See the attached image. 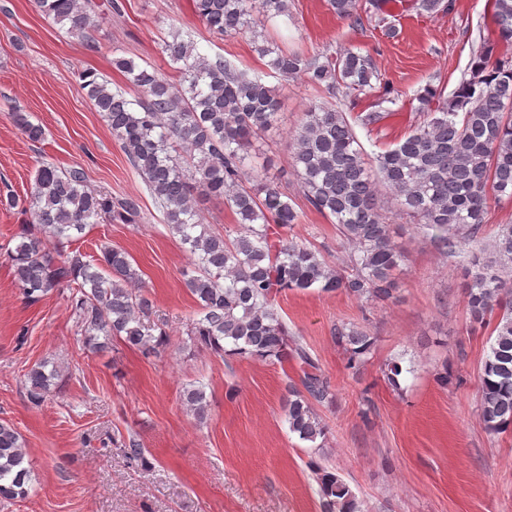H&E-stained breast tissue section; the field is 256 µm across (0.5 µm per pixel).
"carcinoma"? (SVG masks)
<instances>
[{
  "instance_id": "carcinoma-1",
  "label": "carcinoma",
  "mask_w": 512,
  "mask_h": 512,
  "mask_svg": "<svg viewBox=\"0 0 512 512\" xmlns=\"http://www.w3.org/2000/svg\"><path fill=\"white\" fill-rule=\"evenodd\" d=\"M196 15L213 32L232 36L257 33L258 20L288 14V0H193ZM36 6L67 33L97 48L94 33L98 0H35ZM359 12L358 0H328L341 20L362 27L381 10ZM411 7L434 14L445 0H413ZM491 33L474 53L470 77L452 99L429 88L418 97L422 120L395 146L366 157L347 115L337 104H352L391 87L368 55L339 57L288 51L262 38L256 53L286 81L302 77L324 88L327 100L310 105L290 135L291 167L298 193L336 225L348 253L342 268L291 235L299 221L288 193L247 167L254 142L281 122L278 89L249 77L224 57L201 53L176 29L162 52L176 65L171 82L148 64L115 56L137 96L130 99L105 77L85 71L83 89L121 143L132 170L148 187L165 223L190 259L184 286L198 307L188 340L219 357L299 363V383L289 385L286 419L291 433L314 444L327 427L315 405L332 401L334 391L319 364L290 336L275 308L288 291H342L369 304L396 298L404 254L392 242L382 213L386 194L401 214L419 225L434 246L466 270L471 323L491 327V343L479 375V416L493 435L512 432V224L485 236L489 199H512V0H490ZM11 118L32 143L44 130L29 116ZM224 202L237 215L234 238L203 224L198 197ZM0 206L21 208L30 219L20 225L15 247L7 250L22 297L35 303L50 292L70 291L72 307L89 351L113 341L146 358L168 344L162 324L151 321L152 304L138 288L140 273L128 255L108 246L86 260L64 248L91 224H136L140 202L92 188L80 165L61 168L43 162L29 201L9 191ZM332 337L345 367L356 372L368 361L374 338L367 331L336 324ZM409 369L392 360L384 368L388 384L401 390ZM58 366L43 361L29 369L25 388L39 404L61 389ZM193 416L206 419L209 401L201 386L183 392ZM21 435L0 421V500L24 499L34 481ZM321 512H361L360 501L334 470L311 460Z\"/></svg>"
}]
</instances>
